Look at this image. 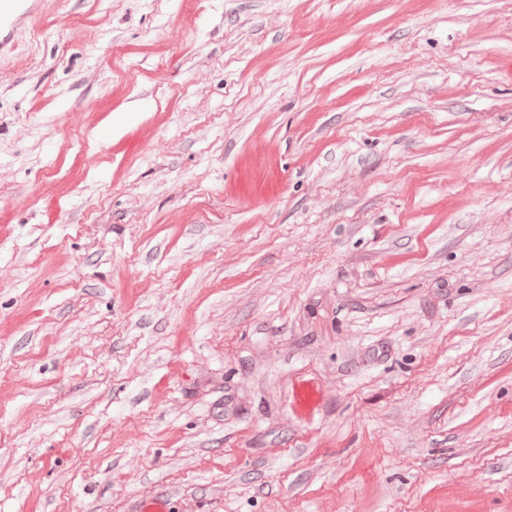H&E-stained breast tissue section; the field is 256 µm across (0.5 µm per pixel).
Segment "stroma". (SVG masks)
Masks as SVG:
<instances>
[{"instance_id": "stroma-1", "label": "stroma", "mask_w": 512, "mask_h": 512, "mask_svg": "<svg viewBox=\"0 0 512 512\" xmlns=\"http://www.w3.org/2000/svg\"><path fill=\"white\" fill-rule=\"evenodd\" d=\"M512 512V0H44L0 58V512Z\"/></svg>"}]
</instances>
